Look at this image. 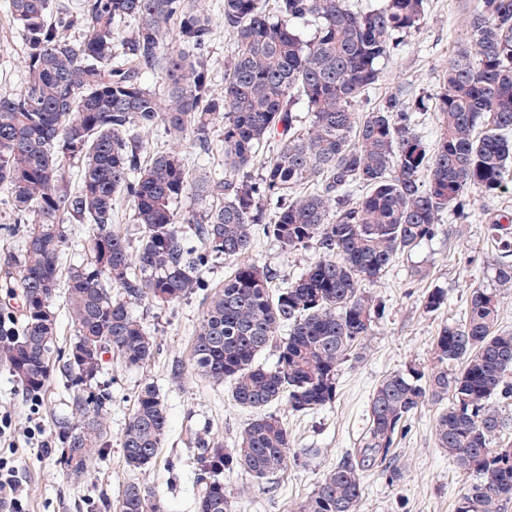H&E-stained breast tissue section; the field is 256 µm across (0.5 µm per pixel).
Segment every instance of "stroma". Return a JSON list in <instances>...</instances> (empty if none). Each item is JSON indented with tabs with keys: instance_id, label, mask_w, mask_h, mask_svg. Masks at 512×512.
<instances>
[{
	"instance_id": "35a3bbf8",
	"label": "stroma",
	"mask_w": 512,
	"mask_h": 512,
	"mask_svg": "<svg viewBox=\"0 0 512 512\" xmlns=\"http://www.w3.org/2000/svg\"><path fill=\"white\" fill-rule=\"evenodd\" d=\"M477 4L478 0H429L420 30L406 37L385 62L378 82L363 96L360 112L375 111L394 96L409 108L416 99L436 97L443 85L442 66L463 43L464 19ZM23 56L9 0H0V94L22 88ZM504 208L512 210V172L498 198L475 200L463 219L441 214L432 239L398 256L381 278L364 282L365 294L383 302L386 312L357 358L341 367L335 401L299 416L282 405L274 408L285 418L292 449L303 453L304 465L289 466L263 480L241 470L224 472L221 479L237 512H292L312 495L327 470L361 447L375 387L390 374L427 367L434 337L442 326L462 320L470 290L495 287L499 251L488 224ZM317 257L314 248L286 249L260 233L245 255L247 261L275 272L280 287ZM434 289L444 290L447 300L430 312L424 298ZM204 310L199 296L169 308L133 306V314L155 337L158 351L140 369L125 367L116 358L105 364L98 380L111 394L108 444L80 479L66 474L53 444L55 419L72 412L64 376L54 373L42 399L34 401L0 367V465L12 470L27 512H100L102 501L117 499L130 483L159 491L169 512H196L197 438L216 447H233L250 418L235 405L227 385L209 381L193 366L192 339ZM146 382L165 403L168 432L156 460L132 470L124 462L121 437L134 396ZM437 414V406L428 404L409 420L397 448L398 478L365 473L359 512H455L456 500L472 478L437 448ZM31 427L36 430L32 437L27 434Z\"/></svg>"
}]
</instances>
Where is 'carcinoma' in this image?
Returning a JSON list of instances; mask_svg holds the SVG:
<instances>
[{"label":"carcinoma","instance_id":"obj_1","mask_svg":"<svg viewBox=\"0 0 512 512\" xmlns=\"http://www.w3.org/2000/svg\"><path fill=\"white\" fill-rule=\"evenodd\" d=\"M21 28L26 81L0 95V184L24 245L0 266V366L39 400L55 368L72 389L75 416L54 429L60 464L82 476L106 443L110 393L98 386L104 355L128 368L153 357L155 338L130 306L175 305L203 293L195 331L197 372L230 385L251 413L233 448L198 441L197 512H234L219 475L239 468L257 480L298 465L288 425L268 412L294 414L336 398L341 366L380 320L385 306L361 292L400 253L431 239L443 211L462 218L472 200L491 198L512 166V0H480L467 44L442 69L440 133L429 145L412 113L391 98L367 115L356 110L380 78V62L420 29L426 0H383L365 10L347 0H277V18L261 0H223L221 20L207 0H9ZM314 21L306 38L299 24ZM135 23L123 34L120 25ZM223 24L237 52L214 89L206 63L214 27ZM157 72L159 96L142 82ZM310 122L296 129L297 101ZM223 123L224 172L189 181L178 150L142 160L140 131L161 127L175 141L209 149L210 125ZM277 145L258 177L249 168ZM77 172L73 186L65 164ZM365 190L360 196L351 188ZM194 193L199 208L174 204ZM133 205L138 247L114 229L117 204ZM68 224L88 226L86 261L63 267ZM193 225L199 249L184 235ZM319 257L285 288L275 274L241 262L256 231ZM500 248L496 277L512 287V211L491 218ZM236 262L209 292L215 258ZM74 326L55 347L53 302L61 285ZM497 290L473 288L462 322L438 331L430 367L394 373L373 392L363 446L324 473L296 512H357L361 478H391L399 438L418 409L443 405L437 447L475 481L456 512H501L512 501V443L490 440L512 399V332L498 328ZM276 362L259 361L270 347ZM168 431L155 386L144 384L121 438L128 467L152 463ZM116 512H167L165 499L127 485Z\"/></svg>","mask_w":512,"mask_h":512}]
</instances>
